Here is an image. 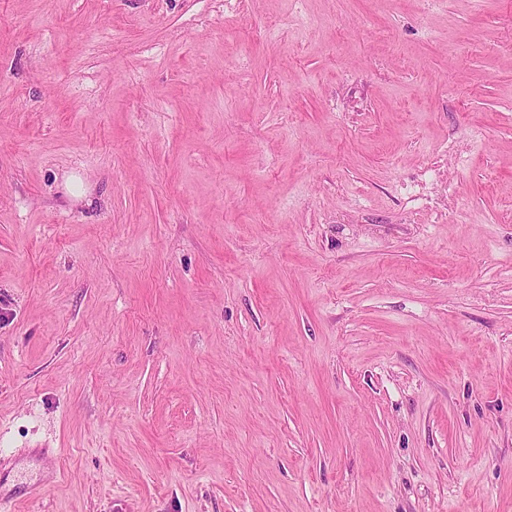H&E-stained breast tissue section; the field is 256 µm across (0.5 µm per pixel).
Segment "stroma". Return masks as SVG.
Returning a JSON list of instances; mask_svg holds the SVG:
<instances>
[{
	"label": "stroma",
	"instance_id": "stroma-1",
	"mask_svg": "<svg viewBox=\"0 0 512 512\" xmlns=\"http://www.w3.org/2000/svg\"><path fill=\"white\" fill-rule=\"evenodd\" d=\"M17 477L512 512V0H0Z\"/></svg>",
	"mask_w": 512,
	"mask_h": 512
}]
</instances>
